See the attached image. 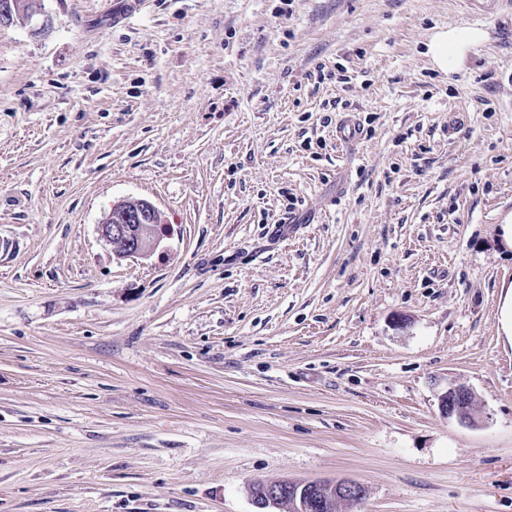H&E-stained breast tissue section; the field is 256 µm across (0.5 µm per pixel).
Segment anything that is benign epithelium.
Returning a JSON list of instances; mask_svg holds the SVG:
<instances>
[{"instance_id":"obj_1","label":"benign epithelium","mask_w":512,"mask_h":512,"mask_svg":"<svg viewBox=\"0 0 512 512\" xmlns=\"http://www.w3.org/2000/svg\"><path fill=\"white\" fill-rule=\"evenodd\" d=\"M41 12V0H0V27L31 20ZM135 207L126 215L128 224L112 223V216L98 225V234L119 260L149 256L167 233L162 213L146 199H128L118 207ZM438 406L442 415L454 419L462 426L474 428L482 424L477 413V397L474 391L455 382L439 394ZM263 492L252 496L257 512H269L279 507L282 499H288V512H359L364 508L366 489L360 482L352 480H324L305 484L288 481L257 482Z\"/></svg>"}]
</instances>
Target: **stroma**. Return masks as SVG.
<instances>
[{
  "instance_id": "obj_1",
  "label": "stroma",
  "mask_w": 512,
  "mask_h": 512,
  "mask_svg": "<svg viewBox=\"0 0 512 512\" xmlns=\"http://www.w3.org/2000/svg\"><path fill=\"white\" fill-rule=\"evenodd\" d=\"M124 2L0 29V512L340 479L365 512H512V9ZM130 198L170 234L120 260L97 226ZM452 380L481 426L441 415ZM485 32L478 28H454L437 33L429 44L428 54L442 71L458 67L466 48L485 39Z\"/></svg>"
}]
</instances>
